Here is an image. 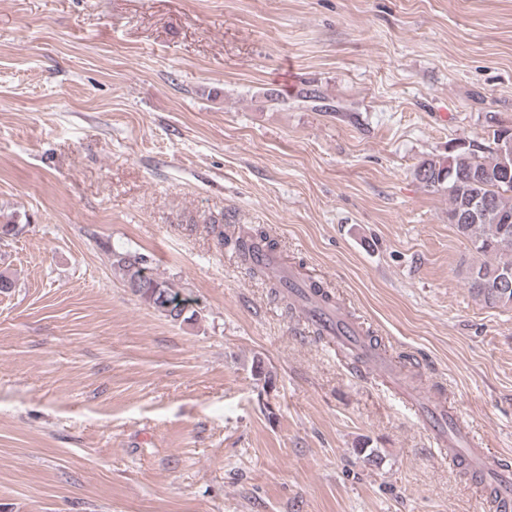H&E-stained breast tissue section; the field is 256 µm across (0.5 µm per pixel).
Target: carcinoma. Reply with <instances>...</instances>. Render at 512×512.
<instances>
[{
  "instance_id": "1",
  "label": "carcinoma",
  "mask_w": 512,
  "mask_h": 512,
  "mask_svg": "<svg viewBox=\"0 0 512 512\" xmlns=\"http://www.w3.org/2000/svg\"><path fill=\"white\" fill-rule=\"evenodd\" d=\"M512 140V129L493 132V146L480 155L470 145L458 144L448 149V156L426 160L416 169V178L425 187L448 192V223L469 242L471 249L485 260L469 267L466 281L476 299L488 308L512 306V185L498 178L504 160L507 141ZM487 201L478 215H470L474 198ZM221 241L230 244L247 262L261 246L274 250L275 243L266 235L240 233L224 235ZM113 265L122 280L147 307L172 322L186 319L187 309L178 308L175 301L185 304L175 284L152 274L143 276L148 259L137 252L115 255Z\"/></svg>"
}]
</instances>
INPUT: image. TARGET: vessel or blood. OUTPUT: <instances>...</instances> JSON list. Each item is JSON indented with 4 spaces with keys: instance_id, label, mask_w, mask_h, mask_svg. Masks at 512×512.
I'll return each instance as SVG.
<instances>
[{
    "instance_id": "1",
    "label": "vessel or blood",
    "mask_w": 512,
    "mask_h": 512,
    "mask_svg": "<svg viewBox=\"0 0 512 512\" xmlns=\"http://www.w3.org/2000/svg\"><path fill=\"white\" fill-rule=\"evenodd\" d=\"M253 260L273 279L287 285L288 298L300 311L304 322L320 332L328 345L345 351L346 355L360 357L405 397L411 398L417 418L428 428L439 451L450 463L463 465L482 483L496 512H512V463L492 457L485 449L476 447L471 431L455 412L446 408L441 388H432L425 401L413 400L410 369L390 363L372 338L364 335L357 322L343 314L338 306L324 305L320 296L309 290L275 254L262 249L255 252Z\"/></svg>"
}]
</instances>
